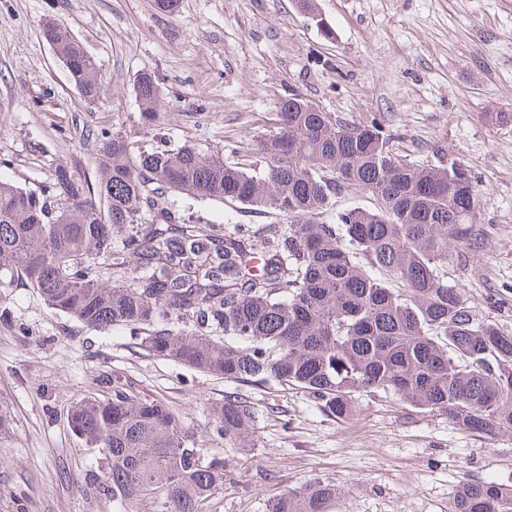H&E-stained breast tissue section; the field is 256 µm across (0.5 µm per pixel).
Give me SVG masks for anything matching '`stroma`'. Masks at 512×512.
Wrapping results in <instances>:
<instances>
[{
    "label": "stroma",
    "mask_w": 512,
    "mask_h": 512,
    "mask_svg": "<svg viewBox=\"0 0 512 512\" xmlns=\"http://www.w3.org/2000/svg\"><path fill=\"white\" fill-rule=\"evenodd\" d=\"M67 30L94 60L99 99H85L42 36ZM152 75L159 119L139 120L136 82ZM340 119L380 121L407 159L463 164L480 202L479 255L448 264L475 317L512 334V0H0V177L27 190L56 168L94 178L101 132L152 144L248 153L284 97ZM177 208L242 224L275 215L228 203ZM0 319V512H154L98 485L105 466L68 424L70 407L113 382L165 402L206 456L224 459L207 512H267L313 479L336 485L337 512H449L466 480L512 484V433L478 434L381 391L340 420L299 389L247 384L133 349L128 330L100 332L10 289ZM239 394L255 411L253 444L210 434L212 404Z\"/></svg>",
    "instance_id": "1"
}]
</instances>
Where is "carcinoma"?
<instances>
[{"label": "carcinoma", "instance_id": "1", "mask_svg": "<svg viewBox=\"0 0 512 512\" xmlns=\"http://www.w3.org/2000/svg\"><path fill=\"white\" fill-rule=\"evenodd\" d=\"M43 38L96 99V66L80 42L51 23ZM135 92L142 120L155 121L154 78ZM227 151L114 133L92 182L66 168L38 191L0 180V299L34 288L87 327L128 329L155 357L297 387L339 419L354 415L357 394L382 391L476 433H512V335L478 321L448 285L453 253L483 249L480 190L461 163L411 162L381 124L290 97L257 137L255 161ZM351 190L373 205L336 209ZM172 193L288 223L206 222L173 208ZM252 419L245 399L226 396L209 428L246 447ZM70 422L103 451L115 502L205 512L224 488V460L203 455L160 400L114 384L110 398L75 403ZM269 512H336V487L313 480ZM451 512H512V485L465 481Z\"/></svg>", "mask_w": 512, "mask_h": 512}]
</instances>
